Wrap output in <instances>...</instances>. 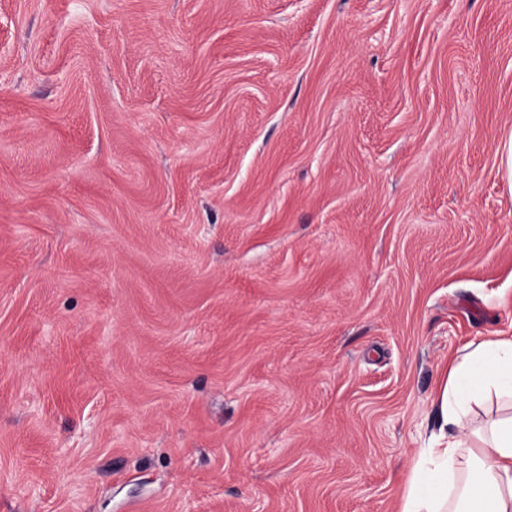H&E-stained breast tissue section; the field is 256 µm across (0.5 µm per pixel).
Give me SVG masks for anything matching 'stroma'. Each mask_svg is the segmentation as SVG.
<instances>
[{"label": "stroma", "mask_w": 512, "mask_h": 512, "mask_svg": "<svg viewBox=\"0 0 512 512\" xmlns=\"http://www.w3.org/2000/svg\"><path fill=\"white\" fill-rule=\"evenodd\" d=\"M511 134L512 0H0V512H398Z\"/></svg>", "instance_id": "1"}]
</instances>
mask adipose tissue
Returning a JSON list of instances; mask_svg holds the SVG:
<instances>
[{
  "label": "adipose tissue",
  "mask_w": 512,
  "mask_h": 512,
  "mask_svg": "<svg viewBox=\"0 0 512 512\" xmlns=\"http://www.w3.org/2000/svg\"><path fill=\"white\" fill-rule=\"evenodd\" d=\"M435 404L440 427L417 453L399 512H512V336L452 362Z\"/></svg>",
  "instance_id": "adipose-tissue-1"
}]
</instances>
